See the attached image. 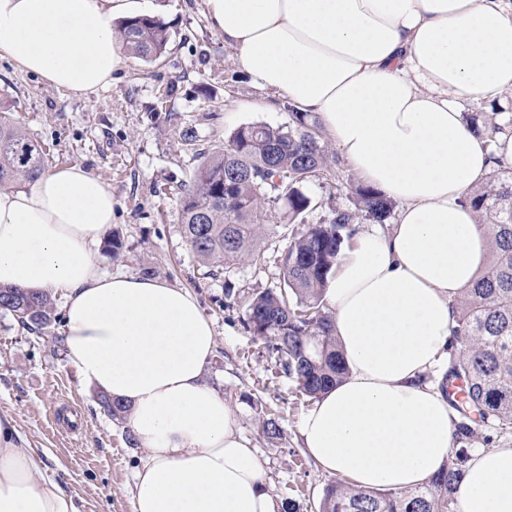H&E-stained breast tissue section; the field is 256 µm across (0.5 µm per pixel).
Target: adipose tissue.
Returning <instances> with one entry per match:
<instances>
[{"label": "adipose tissue", "instance_id": "1", "mask_svg": "<svg viewBox=\"0 0 512 512\" xmlns=\"http://www.w3.org/2000/svg\"><path fill=\"white\" fill-rule=\"evenodd\" d=\"M137 0H0V54L74 94L123 64L116 22ZM212 27L259 88L316 112L362 184L397 200L388 231L342 251L325 299L347 372L299 423L319 470L357 487L422 486L453 446L451 407L429 374L454 304L489 239L464 202L512 133L493 143L463 117L512 91V0H206ZM112 190L79 165L0 189V285L64 293L63 343L84 386L128 407L146 455L132 512H278L259 459L205 379L214 326L159 278L99 271ZM0 421V512H78ZM455 512H512V447L479 448Z\"/></svg>", "mask_w": 512, "mask_h": 512}]
</instances>
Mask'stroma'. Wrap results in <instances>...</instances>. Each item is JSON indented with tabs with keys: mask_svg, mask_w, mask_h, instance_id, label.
Returning a JSON list of instances; mask_svg holds the SVG:
<instances>
[{
	"mask_svg": "<svg viewBox=\"0 0 512 512\" xmlns=\"http://www.w3.org/2000/svg\"><path fill=\"white\" fill-rule=\"evenodd\" d=\"M145 15L161 21L173 44L160 60L129 57L112 84L88 96L58 90L0 57V112L12 113L45 149L49 169L81 165L112 189L111 231L122 241L120 257L101 247L97 263L107 273L156 276L195 296L214 324L216 346L207 382L234 410L250 440L270 492L285 512H319L329 475L318 471L299 434L313 402L278 370L265 342L245 326L253 294L279 287L280 255L296 225L282 207L262 219L275 225L264 241L265 261L208 271L182 232L178 187L190 180L194 155L224 145L236 127L285 126L287 99L250 83L234 64L235 51L210 25L205 0H146ZM193 143H185V132ZM338 182L314 179L307 223L331 218L347 204L337 183L358 185L344 159ZM52 321L29 330L0 314V420L11 421L27 447L43 460V477L60 482L79 512H132L131 489L143 448L129 447L127 424L103 412L69 364L62 342V293L53 296ZM279 417L284 434L272 442L260 423Z\"/></svg>",
	"mask_w": 512,
	"mask_h": 512,
	"instance_id": "stroma-1",
	"label": "stroma"
}]
</instances>
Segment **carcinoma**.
I'll list each match as a JSON object with an SVG mask.
<instances>
[{
	"label": "carcinoma",
	"instance_id": "carcinoma-1",
	"mask_svg": "<svg viewBox=\"0 0 512 512\" xmlns=\"http://www.w3.org/2000/svg\"><path fill=\"white\" fill-rule=\"evenodd\" d=\"M126 50L145 61L169 51L168 28L149 16L117 26ZM286 126L248 124L235 128L224 147L208 153L191 180L180 185L185 241L208 268L264 259L260 241L275 233L261 223L266 206L284 204L288 223L303 228L281 255L283 285L254 295L246 328L276 354L282 373L297 391L316 399L346 372L333 334L332 312L323 294L344 241L360 219L383 224L393 201L367 186L349 189L350 207L337 208L327 222L306 224L311 200L302 192L312 178L336 179L335 157L321 135L318 118L293 111ZM474 133L492 140L512 125V116L469 121ZM46 155L37 140L9 112H0V186L37 179L46 171ZM466 201L478 213L492 242V256L455 306L447 369L438 387L452 409L455 440L462 447L423 486L411 491L367 490L336 482L327 485L320 512H453L471 449L464 444L482 430L512 433V171L491 169ZM0 310L28 327L48 324L54 315L49 292L0 290ZM101 406L114 420L126 418V406L101 395ZM270 441L282 439L279 420L261 421Z\"/></svg>",
	"mask_w": 512,
	"mask_h": 512
}]
</instances>
